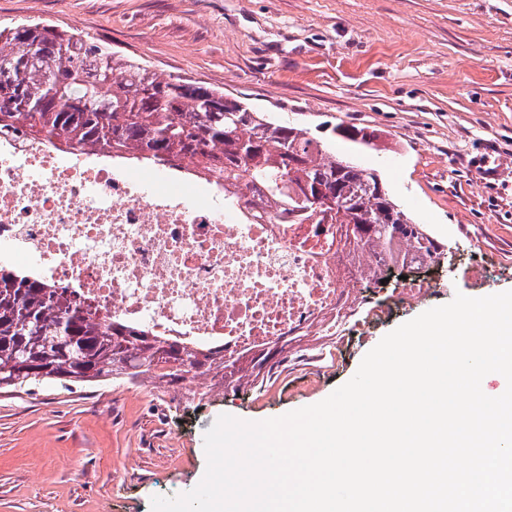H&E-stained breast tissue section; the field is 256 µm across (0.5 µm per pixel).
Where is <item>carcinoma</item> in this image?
I'll return each mask as SVG.
<instances>
[{
    "label": "carcinoma",
    "mask_w": 512,
    "mask_h": 512,
    "mask_svg": "<svg viewBox=\"0 0 512 512\" xmlns=\"http://www.w3.org/2000/svg\"><path fill=\"white\" fill-rule=\"evenodd\" d=\"M168 101H158V92ZM26 123L32 135L68 147L107 146L114 157L168 165L189 157L204 172L255 194L285 216L325 219L348 227L366 252L365 279L380 283L404 274L402 249L433 264L448 261L439 242L389 194L380 176L336 156L306 128L281 124L224 92L179 77L163 78L118 56L101 40L77 37L41 22L0 29V130ZM333 204L314 206L322 190ZM268 353L221 365L224 348L206 351L161 341L142 326L99 319L64 293L0 269V389L28 391L46 384L90 386L108 380L184 386L186 375L239 390L261 385L288 361Z\"/></svg>",
    "instance_id": "1"
}]
</instances>
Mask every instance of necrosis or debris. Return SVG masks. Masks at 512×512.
I'll use <instances>...</instances> for the list:
<instances>
[{"mask_svg":"<svg viewBox=\"0 0 512 512\" xmlns=\"http://www.w3.org/2000/svg\"><path fill=\"white\" fill-rule=\"evenodd\" d=\"M178 170L0 131V264L65 288L99 318L223 347L228 362L293 338L335 358L393 301L419 302L448 282L411 277L396 298L370 300L345 225L287 224L264 200L214 194L192 159Z\"/></svg>","mask_w":512,"mask_h":512,"instance_id":"1","label":"necrosis or debris"}]
</instances>
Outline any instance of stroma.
Instances as JSON below:
<instances>
[{
  "instance_id": "35a3bbf8",
  "label": "stroma",
  "mask_w": 512,
  "mask_h": 512,
  "mask_svg": "<svg viewBox=\"0 0 512 512\" xmlns=\"http://www.w3.org/2000/svg\"><path fill=\"white\" fill-rule=\"evenodd\" d=\"M77 18L119 55L328 136L450 246L454 285L351 334L334 362L290 358L261 389L159 404L123 381L0 392V512H152L201 481L220 415L316 404L401 324L459 293L512 290V0H0L1 27ZM339 124L376 140L333 137Z\"/></svg>"
}]
</instances>
